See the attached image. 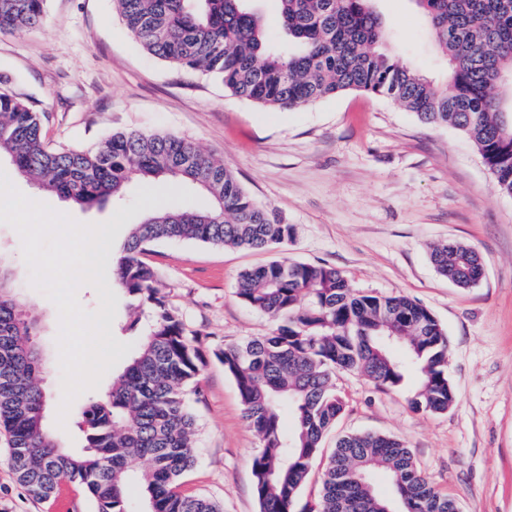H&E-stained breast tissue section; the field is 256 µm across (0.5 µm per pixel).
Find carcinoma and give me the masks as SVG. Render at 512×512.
Returning a JSON list of instances; mask_svg holds the SVG:
<instances>
[{"label":"carcinoma","mask_w":512,"mask_h":512,"mask_svg":"<svg viewBox=\"0 0 512 512\" xmlns=\"http://www.w3.org/2000/svg\"><path fill=\"white\" fill-rule=\"evenodd\" d=\"M44 2L0 0V32L40 26ZM189 2L115 0V7L144 51L211 75L261 106L290 109L350 90L388 97L424 123L465 135L495 189L512 196V0H414L446 61V92L412 65L376 50L389 24L374 0H278L275 23L289 39L283 50L270 45V25L252 0H197L195 8ZM3 154L20 176L80 207L119 200L131 183L162 178L195 185L211 198L206 209H155L124 242L113 284L129 299L130 327L146 310L150 320L107 397L82 410L80 454L59 447L46 425L39 326L23 309L11 274L0 268V429L8 435L7 464L18 483L34 501L78 483L93 512H132L133 490L147 512H223L216 501L179 490L196 461L190 395L199 394L206 355L198 334L168 305L146 255L161 240L270 250L292 239L293 226L258 205L223 161L189 138L117 132L92 149L57 150L43 139L40 113L7 91L0 92ZM430 260L459 288L483 275L480 254L463 242L434 246ZM237 297L277 321L264 336L212 350L261 442L251 463L261 512H296L322 439L344 410L336 372L356 371L399 390L415 371L419 380L409 402L418 412L445 413L456 401L445 329L415 300L360 294L331 265L286 258L244 271ZM374 471L387 473L392 497L374 491ZM309 512L458 509L431 486L399 439L361 432L337 440Z\"/></svg>","instance_id":"1"}]
</instances>
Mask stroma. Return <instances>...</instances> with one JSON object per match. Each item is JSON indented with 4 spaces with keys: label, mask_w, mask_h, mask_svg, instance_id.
I'll list each match as a JSON object with an SVG mask.
<instances>
[{
    "label": "stroma",
    "mask_w": 512,
    "mask_h": 512,
    "mask_svg": "<svg viewBox=\"0 0 512 512\" xmlns=\"http://www.w3.org/2000/svg\"><path fill=\"white\" fill-rule=\"evenodd\" d=\"M391 33L385 49L413 62L440 91L446 67L413 0H377ZM0 91L43 115L45 141L84 150L127 130L188 137L222 159L254 201L293 225L279 252L215 246L195 240L157 242L150 260L168 304L203 349L261 336L273 321L236 295L240 274L276 256L339 269L360 293L409 296L437 318L448 336V378L455 405L444 414L411 409L404 391L378 388L367 377L337 372L345 409L313 462L299 494L314 504L324 466L339 435L372 431L400 438L434 488L461 512H512V197L495 191L474 144L445 126L420 122L390 99L342 92L313 104L270 110L225 90L198 71L143 51L113 0H46L39 27L0 34ZM13 184L82 223H103L126 208L121 245L133 224L158 207H203L192 185L176 189L131 184L123 205L80 208L28 179ZM461 241L481 255L484 275L468 289L453 285L430 261L433 245ZM0 260L39 319L38 343L48 361L47 417L60 443L84 445L79 412L111 389L72 403L57 426L62 399L56 306L30 284L21 239L0 224ZM193 406L196 462L182 493L204 495L224 512H260L251 459L260 441L243 417L233 379L209 358ZM0 437V512H91L86 490L65 484L56 496L30 499L9 469Z\"/></svg>",
    "instance_id": "stroma-1"
}]
</instances>
